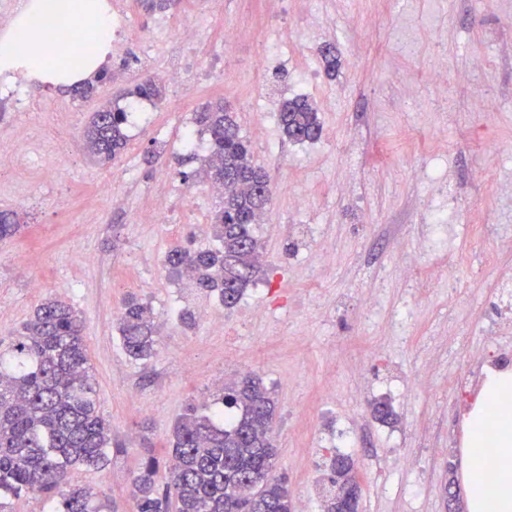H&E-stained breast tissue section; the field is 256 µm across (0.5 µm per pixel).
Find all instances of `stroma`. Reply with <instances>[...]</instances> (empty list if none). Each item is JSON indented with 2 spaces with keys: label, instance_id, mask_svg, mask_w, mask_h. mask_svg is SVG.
I'll return each mask as SVG.
<instances>
[{
  "label": "stroma",
  "instance_id": "35a3bbf8",
  "mask_svg": "<svg viewBox=\"0 0 512 512\" xmlns=\"http://www.w3.org/2000/svg\"><path fill=\"white\" fill-rule=\"evenodd\" d=\"M127 27L87 98L22 79L29 99L69 108V162L20 180L0 171V209L19 233L0 243V339L49 298L81 316L102 413L124 452L99 471L77 470L113 512H132V479L145 457L167 466L168 440L188 404L211 399L239 374L260 376L276 398V472L293 504L319 512L343 430L356 462L358 512H446L443 487L465 495L467 411L450 389L461 376L512 371V0H177L166 12L122 0ZM167 33L157 34L159 19ZM195 42L176 37L184 23ZM238 40L225 45L224 30ZM277 56L253 65L267 44ZM332 46L335 72L321 49ZM182 61L189 89L174 86ZM163 86L140 100L127 147L109 165L82 148L91 112L126 106L141 78ZM306 96L320 138L294 143L279 125L283 101ZM236 114L272 198L255 228L263 272L233 309L174 276L175 246L214 244L218 205L199 177L207 135L183 132L209 102ZM269 105L262 125L252 110ZM108 182L123 206L101 195ZM302 193L304 208L294 205ZM166 197V221L136 211ZM444 235L434 232L437 215ZM33 255L24 265L20 254ZM40 288H33V281ZM147 302L159 345L145 362L122 349L112 311L127 295ZM377 309L365 315L363 304ZM191 310L193 328L179 314ZM225 318L227 333L208 320ZM499 354L485 355L487 334ZM379 358L368 363L365 350ZM428 373L424 388L411 380ZM391 415L378 420L376 404Z\"/></svg>",
  "mask_w": 512,
  "mask_h": 512
}]
</instances>
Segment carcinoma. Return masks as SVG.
<instances>
[{
  "label": "carcinoma",
  "mask_w": 512,
  "mask_h": 512,
  "mask_svg": "<svg viewBox=\"0 0 512 512\" xmlns=\"http://www.w3.org/2000/svg\"><path fill=\"white\" fill-rule=\"evenodd\" d=\"M160 93L159 84L146 77L126 98L135 102ZM127 121L120 107L92 113L84 136L88 155L102 164L118 158L128 143ZM279 121L296 142H313L322 132L317 109L305 97L283 102ZM195 122L209 134L206 175L226 185L213 224L220 246L175 247L165 262L177 277L217 294L231 309L262 272L253 226L272 187L224 102L204 107ZM20 227L17 212L0 210V242ZM118 332L130 358L146 361L154 353L152 312L138 298L125 301ZM275 408L272 392L254 375L224 384L208 404L188 405L173 427L166 481L157 479L159 465L151 456L134 476V512H294L284 480L273 474ZM121 451L99 409L82 319L71 305L50 298L8 345L0 343V512H11L10 500L23 494L51 501L52 512H107L90 489L70 484V474L100 470L110 454ZM330 482L335 491L323 512H357L359 498L348 490L357 484L350 455L335 456Z\"/></svg>",
  "instance_id": "obj_1"
}]
</instances>
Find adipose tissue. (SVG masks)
<instances>
[{
	"mask_svg": "<svg viewBox=\"0 0 512 512\" xmlns=\"http://www.w3.org/2000/svg\"><path fill=\"white\" fill-rule=\"evenodd\" d=\"M92 32L96 54L75 49L72 32ZM112 41V13L105 0H31L0 39V79L15 69L44 84L67 88L100 68ZM495 414L473 413L467 421L468 512H512V373L494 370L484 385Z\"/></svg>",
	"mask_w": 512,
	"mask_h": 512,
	"instance_id": "1",
	"label": "adipose tissue"
}]
</instances>
